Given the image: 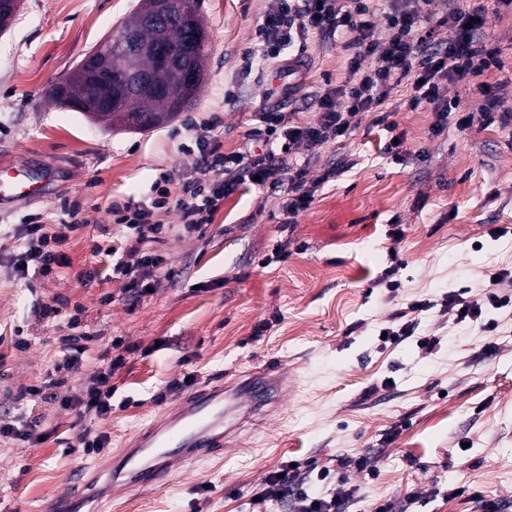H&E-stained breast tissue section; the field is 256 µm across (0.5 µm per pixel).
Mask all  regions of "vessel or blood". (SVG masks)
<instances>
[{"mask_svg":"<svg viewBox=\"0 0 512 512\" xmlns=\"http://www.w3.org/2000/svg\"><path fill=\"white\" fill-rule=\"evenodd\" d=\"M286 380L284 371L268 366L181 398L174 412L155 418L120 455L78 469L50 498L47 512H102L106 502L166 484L177 465L223 451L246 412L281 394Z\"/></svg>","mask_w":512,"mask_h":512,"instance_id":"b4317fda","label":"vessel or blood"}]
</instances>
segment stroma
Wrapping results in <instances>:
<instances>
[{"label":"stroma","instance_id":"obj_1","mask_svg":"<svg viewBox=\"0 0 512 512\" xmlns=\"http://www.w3.org/2000/svg\"><path fill=\"white\" fill-rule=\"evenodd\" d=\"M139 0H21L0 33V169L28 171L39 195H0V412L21 386L51 372L58 336L99 337L85 375L98 370L113 337L135 346L114 370L115 408L107 419L43 400L48 427L37 446L0 441V512H44L76 469L93 464L80 446L84 430L110 437V452L174 405L169 382L194 375L213 386L275 365L292 387L272 418L254 417L235 447L182 468L160 488L112 503V512H289L256 504L266 477L284 463H307L306 487L327 495L319 469L337 456L370 454L377 472L346 473L358 486L356 512H482L479 500L512 512V304L487 309V330L457 322L441 301L512 273V130L448 124L434 132L430 105L412 109L405 91L389 100L396 130L358 115L351 135L330 144L308 167L317 179L329 162L348 169L321 186L292 233L281 228L280 194L244 190L221 205L204 235L167 237L174 272L153 295L129 308L107 257L112 203L148 202L162 175L189 177L192 122L217 118L221 152L243 149L271 106L292 124L317 118L312 96L325 80L342 81L346 57L308 41L307 67L289 78L254 53L255 31L275 0H200L208 32L205 77L194 104L148 130L105 129L46 96L84 54L116 34ZM485 33L506 58L484 75L512 107V15L484 4ZM294 84L283 94L284 84ZM401 134L399 156L387 144ZM78 205L85 224L70 234L54 275L16 272L26 243L14 233L32 216L58 223ZM290 240L284 254L280 241ZM112 295L102 304L104 295ZM412 335L383 340L411 303ZM60 318H40L42 305ZM31 341L17 350L18 337ZM460 489L449 497V489Z\"/></svg>","mask_w":512,"mask_h":512}]
</instances>
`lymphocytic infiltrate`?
Here are the masks:
<instances>
[{
  "mask_svg": "<svg viewBox=\"0 0 512 512\" xmlns=\"http://www.w3.org/2000/svg\"><path fill=\"white\" fill-rule=\"evenodd\" d=\"M411 0H277L257 31V49L266 59H281V68L295 75L302 71L303 54L282 58L284 48L306 46L310 34L320 33L335 39L348 56V74L341 85L325 89L317 101L318 118L296 126L286 122L284 113L265 112L264 146L259 151L223 153L211 146L214 122H206L204 131L195 135L199 160L193 178L183 181L180 193H171L170 177L164 176L153 187L150 202L130 206L112 204L108 210L117 236L125 241L124 253L112 260V277L122 281L126 300L139 303L149 290L159 289L171 276L158 245L166 235L204 234L213 224L224 200L242 188L259 182L260 186H286L282 203V222L294 227L301 212L314 202L319 187L335 180L341 167L327 169L320 180H309L307 169L312 160L331 143L347 138L356 116L374 113L376 123L390 117L387 109L391 94L405 89L408 105L417 108L429 104L438 125L455 120L460 129L474 123L499 124L512 128V108H502L491 85L483 83L486 72L504 67L500 47L483 34L484 7L465 10L454 0H442L439 8L420 14L411 8ZM447 28V42H437L436 29ZM479 80L484 100L475 112H463L456 100L443 96L445 85ZM304 156H297V149ZM177 211L179 221L165 224L163 213ZM77 208L68 207L55 230L35 222L21 225L19 233L26 249L15 261L19 272L35 269L51 275L61 263L57 244L68 240L77 230ZM512 274L503 272L488 284L479 286L478 297L468 300L461 293L445 295L442 305L459 322L481 321L484 306L500 308L512 303L507 287ZM94 334L58 337V360L51 376L42 383L25 385L14 396L13 412L0 415V438L36 444L40 441L41 418L33 411L47 391L62 390L60 404L80 414L108 417L113 409L109 384L114 368L122 366L128 351L122 338L112 340L114 355L108 370L81 378L80 372ZM357 492L344 477H337L329 497H319L304 486L300 467L284 465L281 474H270L259 496L260 502H280L290 512H349Z\"/></svg>",
  "mask_w": 512,
  "mask_h": 512,
  "instance_id": "f902f5d3",
  "label": "lymphocytic infiltrate"
}]
</instances>
